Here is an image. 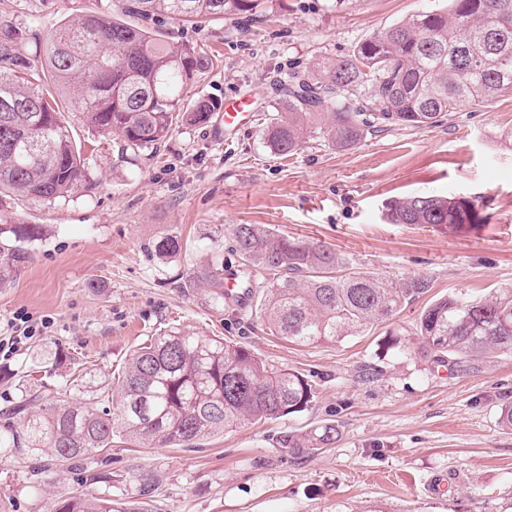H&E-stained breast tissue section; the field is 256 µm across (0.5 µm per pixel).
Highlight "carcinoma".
Returning <instances> with one entry per match:
<instances>
[{"label": "carcinoma", "mask_w": 512, "mask_h": 512, "mask_svg": "<svg viewBox=\"0 0 512 512\" xmlns=\"http://www.w3.org/2000/svg\"><path fill=\"white\" fill-rule=\"evenodd\" d=\"M267 0H119L118 13L72 9L41 37L33 25L0 18V195L56 199L96 187L80 148L62 120L70 99L81 122L113 136L122 150L156 149L184 110L183 94L213 66L187 43L164 40L165 18L200 25L215 18L264 12ZM512 93V0H448L362 40L348 55L317 64L281 85L286 114L269 119L272 150L292 154L318 127L338 148L391 127H432L458 108L479 107ZM221 104L200 98L189 121L207 124ZM390 224L474 230L488 220L480 202L438 195L389 204ZM36 224L0 217V237L14 239L0 262L24 259L20 244L42 235ZM237 250L266 272L263 313L279 336L301 344L336 342L386 322L429 282L395 285L340 274L334 251L271 233L261 224L233 228ZM412 345L453 368L476 358L512 356V290L484 299L448 296L423 311ZM69 388L92 393L94 405L44 398L26 386L5 411L0 457L22 453L38 476L96 458L110 460L112 440L144 448H192L200 440L248 422L305 410L314 389L301 373L274 369L237 343L170 327L146 339L127 359L117 388L89 372L69 376ZM325 424L285 432L299 454L336 442ZM50 512H115L112 497L70 493Z\"/></svg>", "instance_id": "obj_1"}]
</instances>
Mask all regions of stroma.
<instances>
[{"label":"stroma","instance_id":"1","mask_svg":"<svg viewBox=\"0 0 512 512\" xmlns=\"http://www.w3.org/2000/svg\"><path fill=\"white\" fill-rule=\"evenodd\" d=\"M448 0H269L261 18L214 19L199 27L163 24L171 41L215 54L189 84L198 98L251 96L253 122L228 131L222 117L174 124L156 151L120 155L118 143L66 113L81 140L94 190L52 201L0 198L16 223L44 233L0 284V325L19 314L51 320L0 371V412L18 398L19 377L65 392L77 366L114 384L146 337L175 325L240 343L278 369L304 374L314 389L302 412L244 423L200 447L112 445V503L122 512H512V429L498 421L512 403V356L468 367L428 363L411 332L433 301L489 297L512 289V94L461 107L438 125L395 128L348 149L313 132L293 154H274L266 125L282 110L275 81ZM72 0H0V17L38 22L50 32ZM418 194L487 202L478 231L389 224L386 204ZM261 224L274 234L335 251L348 271L401 283L424 278L429 291L396 317L356 336L301 346L273 335L262 307L264 273L245 265L232 229ZM181 248L157 255L161 237ZM233 270L251 289L246 304L218 296L199 278ZM97 281L90 290L89 281ZM68 361L55 363L56 353ZM55 374L45 378V365ZM376 369L366 378V366ZM332 423L333 447L303 456L280 444L283 432ZM81 468L31 476L27 463L0 458V512H44L51 499L83 490Z\"/></svg>","mask_w":512,"mask_h":512}]
</instances>
